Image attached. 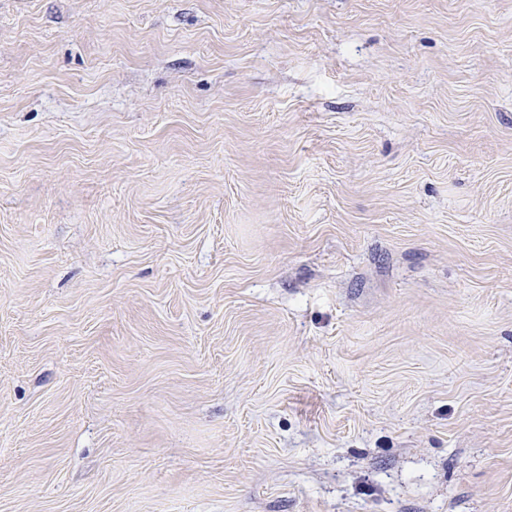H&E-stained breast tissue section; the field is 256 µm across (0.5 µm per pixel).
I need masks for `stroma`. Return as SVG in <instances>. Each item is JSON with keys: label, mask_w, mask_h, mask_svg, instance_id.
<instances>
[{"label": "stroma", "mask_w": 512, "mask_h": 512, "mask_svg": "<svg viewBox=\"0 0 512 512\" xmlns=\"http://www.w3.org/2000/svg\"><path fill=\"white\" fill-rule=\"evenodd\" d=\"M0 512H512V0H0Z\"/></svg>", "instance_id": "obj_1"}]
</instances>
